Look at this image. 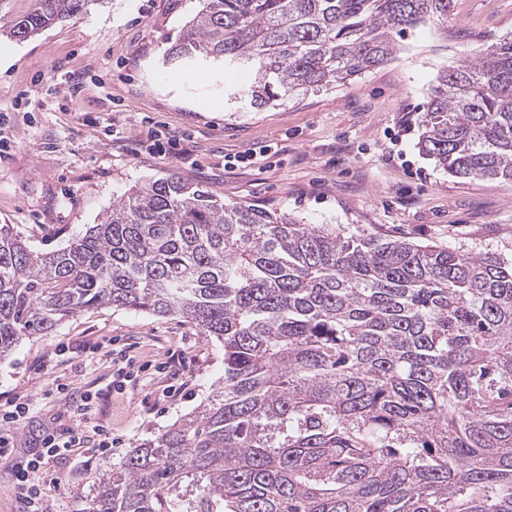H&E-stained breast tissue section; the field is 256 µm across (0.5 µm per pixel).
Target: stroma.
<instances>
[{"mask_svg":"<svg viewBox=\"0 0 512 512\" xmlns=\"http://www.w3.org/2000/svg\"><path fill=\"white\" fill-rule=\"evenodd\" d=\"M201 0H99L23 41H0V224L51 251L105 217L113 199L177 173L228 203L306 224L359 228L512 259V181L452 176L419 149L439 74L512 40V0H455L447 26L407 29L388 62L347 84L256 109L237 100L249 74L169 60ZM83 78L74 100L68 73ZM179 138L182 158L141 149L147 130ZM249 155L245 164L230 158ZM130 381L112 382L118 355ZM224 379V348L176 316L103 305L23 340L0 358V403L31 405L0 459V512H19L14 472L43 427L81 434L50 461L48 512H86L96 473L141 439L206 403ZM67 384L68 395L56 394ZM88 413H81L82 401ZM112 437L100 453L99 430Z\"/></svg>","mask_w":512,"mask_h":512,"instance_id":"35a3bbf8","label":"stroma"}]
</instances>
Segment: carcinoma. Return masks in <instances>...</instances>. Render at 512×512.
Masks as SVG:
<instances>
[{"instance_id":"1","label":"carcinoma","mask_w":512,"mask_h":512,"mask_svg":"<svg viewBox=\"0 0 512 512\" xmlns=\"http://www.w3.org/2000/svg\"><path fill=\"white\" fill-rule=\"evenodd\" d=\"M92 0H33L27 41ZM170 49L250 70L256 108L448 29L455 0H201ZM423 154L512 181V41L444 71ZM103 304L224 347L208 403L95 476L87 512H512V263L226 203L175 173L42 251L0 224V358Z\"/></svg>"}]
</instances>
